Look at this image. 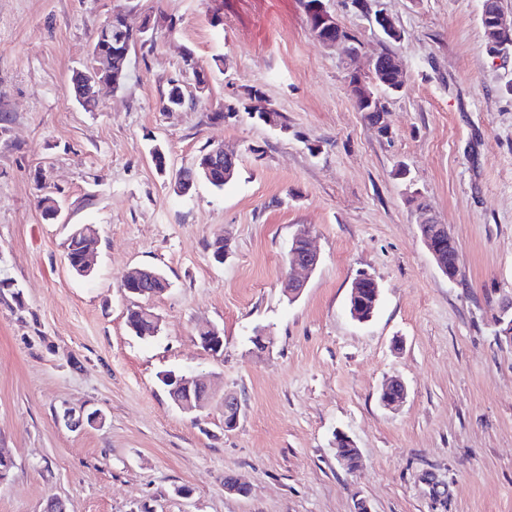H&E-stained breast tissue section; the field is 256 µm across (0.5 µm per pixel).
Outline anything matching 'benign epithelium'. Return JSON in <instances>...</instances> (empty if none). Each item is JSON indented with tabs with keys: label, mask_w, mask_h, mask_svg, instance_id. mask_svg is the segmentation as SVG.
Wrapping results in <instances>:
<instances>
[{
	"label": "benign epithelium",
	"mask_w": 512,
	"mask_h": 512,
	"mask_svg": "<svg viewBox=\"0 0 512 512\" xmlns=\"http://www.w3.org/2000/svg\"><path fill=\"white\" fill-rule=\"evenodd\" d=\"M493 30L496 32V38L487 46L488 52L494 56L500 54L502 49L512 40V27L509 28L502 23L501 13L498 10L490 14ZM171 26L170 19L160 15L155 19L146 18L142 21L140 27L135 32H140L146 36L153 34L160 28ZM313 26L316 31L323 34V43L334 48L342 42L340 34L344 27L337 20L336 15L327 11L325 7H320L314 15ZM129 54L128 50L122 51V59L116 60L109 58L104 54H96L94 61L88 65V69L79 70V80L84 84L85 89L92 95H98L99 87L106 85L112 87L113 91H118L121 84L128 78L129 72L121 68L123 58ZM186 73L192 75L195 91L203 95L209 89V82L205 72L194 63L193 58L188 56L185 59ZM237 155L218 145L213 148L207 156L206 163L200 168H191L190 177L184 175L178 176V182L183 186L181 193L189 192L195 180L197 170H202L205 176H210L213 169L230 172L235 168ZM422 243L428 253L431 255L435 265L448 277V280L455 279L454 266L448 262V248L444 240L445 226L442 224H433L429 221H423L419 224ZM70 236L81 244V261L76 267L69 268V271L77 272L83 277H88L94 270L95 245L97 238L95 231L89 225L77 224L73 227ZM289 272L283 282L284 292L289 299L297 298L305 287V281L298 276L300 272H311L316 269L320 263V253L312 245V232L306 227L298 228L292 238L291 245L286 257ZM155 275L150 274L140 268H134L127 272L123 277V288L131 294H137L142 297H151L155 293L153 289ZM379 300V288L374 277L363 272L359 274L352 283L349 296V313L351 317L360 323L369 321L374 315L376 303ZM162 378L173 384V388L183 391V395L176 400L178 408L187 414L203 410L209 402L210 385L204 378L186 377L183 375L164 374ZM408 390L405 383L400 379H392L386 383L380 391V404L391 410L401 407L407 399ZM241 413V406L238 398L233 395L224 397V430L232 431L236 428ZM64 418L68 424L74 428H79L83 424H100L103 416L97 411H81L75 415L67 412ZM336 447L339 448L337 460L346 470L354 471L360 463V455L353 441L344 433L336 434Z\"/></svg>",
	"instance_id": "1"
}]
</instances>
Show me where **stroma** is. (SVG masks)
<instances>
[{
    "mask_svg": "<svg viewBox=\"0 0 512 512\" xmlns=\"http://www.w3.org/2000/svg\"><path fill=\"white\" fill-rule=\"evenodd\" d=\"M128 2L132 26L162 13L175 27L134 46L125 87L84 108L70 77ZM325 3L363 43L357 62L318 40L299 0H0V278L22 295L0 297V448L14 463L0 512H354L361 499L372 512H512V344L496 335L512 301V52L488 54L483 0ZM378 8L400 40L373 25ZM384 49L406 74L383 100L388 140L349 86ZM188 53L209 89L163 111L170 82L193 91ZM255 90L286 131L244 110L212 120ZM214 143L236 152L233 179L179 194L177 172ZM425 219L456 240L455 280L421 242ZM75 224L98 232L87 279L66 265ZM302 226L321 262L291 301L281 281ZM218 238L221 264L207 248ZM133 267L169 282L148 301L151 340L126 324ZM363 270L380 302L360 324L347 299ZM205 325L222 353L200 345ZM259 330L269 350L251 344ZM169 371L214 380L204 411L174 406ZM392 377L408 387L396 410L379 402ZM228 393L242 403L230 432ZM67 409L104 420L75 430ZM339 432L355 472L336 460ZM228 476L249 495L225 492ZM360 79H361L360 75H358L356 72L352 73L350 76L349 84H350V87L351 86L353 87V89H351L352 95L354 97V94H355V96L358 98V100L355 101V106H356L358 112H364V117H365L366 121L368 122L369 125L374 127L377 123L376 113L370 111L369 105L365 104L363 102V100L361 99V97L357 95V92H356L357 89L354 86V84L356 82H358ZM378 112H380L379 113L380 120H379V123L375 126V129H377L380 126H387V129L384 131V134H383V136H381V138L382 139L390 138L392 135V131H391L390 123L388 121V114L386 112L382 111L380 109V107H379ZM348 448L350 452H344L340 448ZM336 448H339L337 460L347 471H354L360 463V455L353 441L344 433L336 434Z\"/></svg>",
    "mask_w": 512,
    "mask_h": 512,
    "instance_id": "1",
    "label": "stroma"
}]
</instances>
